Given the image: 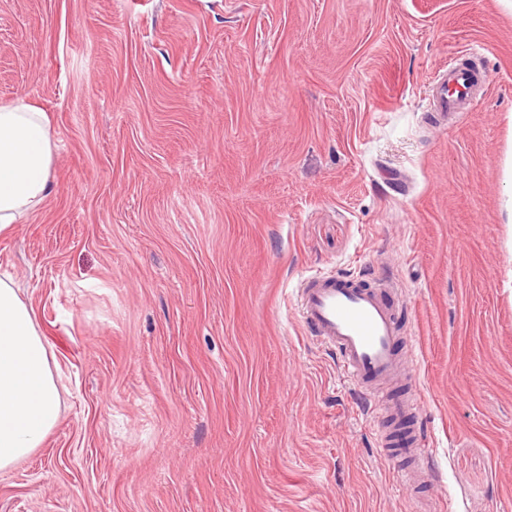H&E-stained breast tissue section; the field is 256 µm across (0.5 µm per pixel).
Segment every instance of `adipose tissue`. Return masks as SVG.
Instances as JSON below:
<instances>
[{"label":"adipose tissue","instance_id":"ef3b65f1","mask_svg":"<svg viewBox=\"0 0 512 512\" xmlns=\"http://www.w3.org/2000/svg\"><path fill=\"white\" fill-rule=\"evenodd\" d=\"M56 153L51 120L32 102L0 104V236L48 198ZM56 357L30 304L0 278V472L42 447L61 415Z\"/></svg>","mask_w":512,"mask_h":512}]
</instances>
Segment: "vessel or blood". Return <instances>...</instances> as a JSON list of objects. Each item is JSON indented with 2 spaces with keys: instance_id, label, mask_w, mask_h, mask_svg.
Segmentation results:
<instances>
[{
  "instance_id": "vessel-or-blood-1",
  "label": "vessel or blood",
  "mask_w": 512,
  "mask_h": 512,
  "mask_svg": "<svg viewBox=\"0 0 512 512\" xmlns=\"http://www.w3.org/2000/svg\"><path fill=\"white\" fill-rule=\"evenodd\" d=\"M473 50L454 53L444 73L431 89L433 119L440 124L461 122L474 104V93L487 76L472 61ZM393 282L386 276L364 271L355 275L314 273L297 288L300 320L321 345L336 353L338 370L349 386L367 403L375 440L388 456H404L397 466L393 490L417 485L427 475L431 450L426 434L413 427L404 448L391 445L399 423L419 410L418 390L395 395L409 378L412 361L401 354L404 328L394 302Z\"/></svg>"
}]
</instances>
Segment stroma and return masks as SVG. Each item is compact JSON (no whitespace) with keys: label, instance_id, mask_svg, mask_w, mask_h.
<instances>
[{"label":"stroma","instance_id":"obj_1","mask_svg":"<svg viewBox=\"0 0 512 512\" xmlns=\"http://www.w3.org/2000/svg\"><path fill=\"white\" fill-rule=\"evenodd\" d=\"M489 74L456 126L430 83ZM53 190L0 237L61 418L0 512H512V0H0ZM398 285L430 474L392 492L300 279Z\"/></svg>","mask_w":512,"mask_h":512}]
</instances>
